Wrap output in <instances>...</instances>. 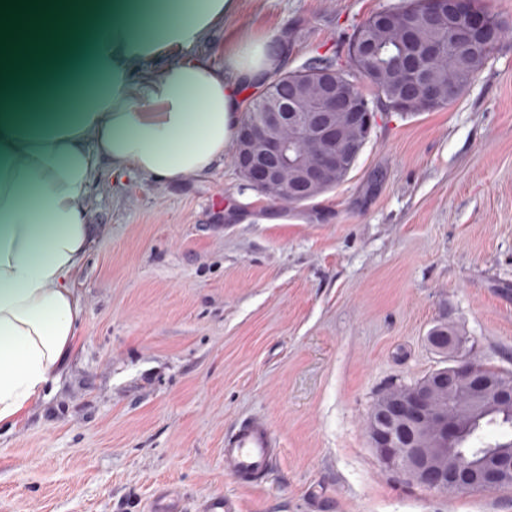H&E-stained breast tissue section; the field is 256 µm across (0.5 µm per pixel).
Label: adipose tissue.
Returning <instances> with one entry per match:
<instances>
[{"label":"adipose tissue","instance_id":"1","mask_svg":"<svg viewBox=\"0 0 512 512\" xmlns=\"http://www.w3.org/2000/svg\"><path fill=\"white\" fill-rule=\"evenodd\" d=\"M237 0H0V429L58 379L83 323L70 286L99 160L159 183L210 171L242 92L284 63ZM224 30L223 66L193 48ZM180 53L130 79L133 61Z\"/></svg>","mask_w":512,"mask_h":512}]
</instances>
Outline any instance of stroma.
<instances>
[{
  "label": "stroma",
  "instance_id": "obj_1",
  "mask_svg": "<svg viewBox=\"0 0 512 512\" xmlns=\"http://www.w3.org/2000/svg\"><path fill=\"white\" fill-rule=\"evenodd\" d=\"M284 70L348 67L354 30L403 0H238ZM354 170L284 208L239 173L158 183L98 163L89 252L70 286L83 325L67 370L0 432V512H512V487L408 483L371 445L373 404L467 357L512 373V35L444 108L378 107ZM265 419L271 473L241 483L224 436Z\"/></svg>",
  "mask_w": 512,
  "mask_h": 512
}]
</instances>
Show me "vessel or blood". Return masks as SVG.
I'll return each instance as SVG.
<instances>
[{
    "instance_id": "obj_1",
    "label": "vessel or blood",
    "mask_w": 512,
    "mask_h": 512,
    "mask_svg": "<svg viewBox=\"0 0 512 512\" xmlns=\"http://www.w3.org/2000/svg\"><path fill=\"white\" fill-rule=\"evenodd\" d=\"M279 445L266 422L245 420L224 437V468L243 482L259 481L271 470L273 451Z\"/></svg>"
}]
</instances>
